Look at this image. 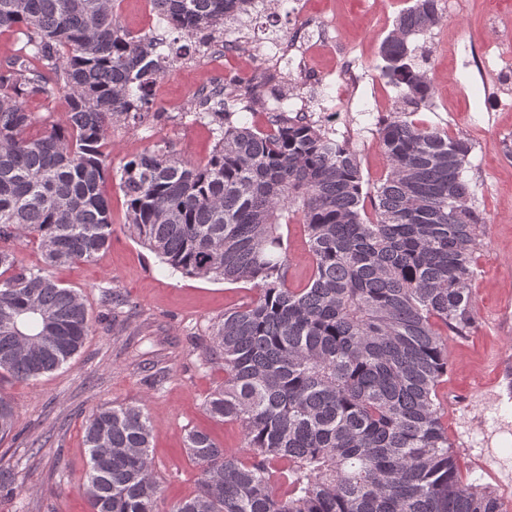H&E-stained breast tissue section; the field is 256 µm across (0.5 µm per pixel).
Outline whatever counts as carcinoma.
<instances>
[{"label": "carcinoma", "mask_w": 512, "mask_h": 512, "mask_svg": "<svg viewBox=\"0 0 512 512\" xmlns=\"http://www.w3.org/2000/svg\"><path fill=\"white\" fill-rule=\"evenodd\" d=\"M153 2L205 46L254 0ZM440 21L439 0H414L380 47L381 76L414 111L434 86L414 68L409 39ZM5 28L26 42L0 67V379L35 380L83 346L84 299L51 269L112 241L101 191L112 176L144 247L184 275L258 291L212 325L224 382L204 402L241 428L246 452L188 430L196 491L163 511L148 413L103 404L84 430L90 512H507L495 491L463 480L439 395L449 334L475 324L485 220L463 178L467 141L389 115L378 136L390 168L365 192L357 151L306 114L281 112L263 127L235 120L263 106L247 83L233 100L196 103L215 125L205 164L147 150L114 170L112 125L148 115L157 78L189 47L128 31L114 0H0ZM293 223L312 260L298 287L282 233ZM22 243L37 245L42 265L18 259ZM14 425L0 396V441Z\"/></svg>", "instance_id": "obj_1"}]
</instances>
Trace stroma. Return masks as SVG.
<instances>
[{
	"label": "stroma",
	"instance_id": "35a3bbf8",
	"mask_svg": "<svg viewBox=\"0 0 512 512\" xmlns=\"http://www.w3.org/2000/svg\"><path fill=\"white\" fill-rule=\"evenodd\" d=\"M412 0H257L251 14L225 24L216 40L234 41L241 55L285 45L279 62L291 83L270 82L286 95L288 113L304 110L324 121L335 137L348 139L361 158L366 185L383 179L390 162L378 139L382 116L399 111V92L380 76V45ZM324 17L336 40L289 46L301 14ZM512 21V0H463L444 27L411 37L413 62L431 78L435 95L414 118L468 140L472 151L463 176L485 217L474 254L475 326L448 339V373L439 392L444 423L467 482L512 500V481L479 465L492 454L512 467V376L497 372L512 346V75L501 70L497 29ZM308 57L321 80L307 78L297 64ZM355 61L341 77L339 61ZM486 69L478 71L474 59ZM207 52L190 49L176 59L153 88V108L143 123H120L111 132L108 158L164 149L203 163L214 147L205 121L190 113L194 83L208 68ZM112 211L110 246L93 259L54 268V278L78 289L91 317L80 353L37 380L0 383L12 399L16 428L0 442V471L24 487L0 489V512H89L82 496L88 455L83 443L87 417L105 403L144 404L153 426L152 457L163 505L195 490L199 467L184 451L187 430L197 429L224 447L243 445L238 425L211 418L205 398L224 380L220 360H206L211 327L225 311L255 299L249 284L195 278L172 271L138 243L125 225L126 205L117 180L101 186Z\"/></svg>",
	"mask_w": 512,
	"mask_h": 512
}]
</instances>
